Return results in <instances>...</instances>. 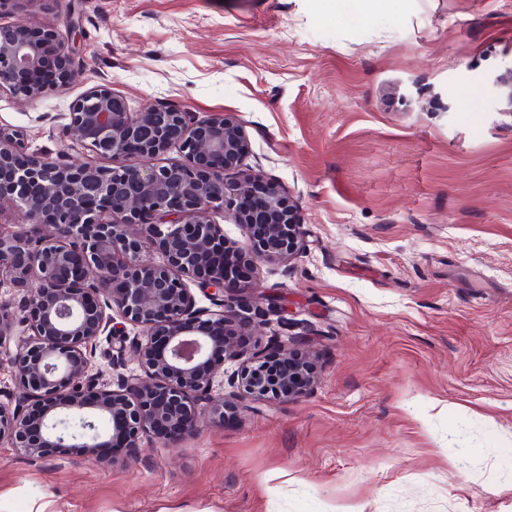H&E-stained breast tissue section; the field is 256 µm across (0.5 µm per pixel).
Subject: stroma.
I'll return each instance as SVG.
<instances>
[{
    "label": "stroma",
    "mask_w": 512,
    "mask_h": 512,
    "mask_svg": "<svg viewBox=\"0 0 512 512\" xmlns=\"http://www.w3.org/2000/svg\"><path fill=\"white\" fill-rule=\"evenodd\" d=\"M68 38L66 95L0 94V126L51 153L108 85L233 115L246 167L300 205L303 247L234 294L254 353L305 347L291 401L202 417L105 467L0 445V512H512V0H6ZM94 368L136 372L111 339ZM491 86L495 90L499 105L504 104V107L499 108L497 112H506V114L511 115L512 68L503 74L495 76L491 81Z\"/></svg>",
    "instance_id": "stroma-1"
}]
</instances>
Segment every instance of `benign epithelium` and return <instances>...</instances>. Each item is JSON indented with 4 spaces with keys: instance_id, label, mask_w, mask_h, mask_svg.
I'll return each instance as SVG.
<instances>
[{
    "instance_id": "1",
    "label": "benign epithelium",
    "mask_w": 512,
    "mask_h": 512,
    "mask_svg": "<svg viewBox=\"0 0 512 512\" xmlns=\"http://www.w3.org/2000/svg\"><path fill=\"white\" fill-rule=\"evenodd\" d=\"M49 56L52 83L40 78ZM71 66L55 31L27 19L0 24V93H63ZM491 86L499 111L511 113L512 69ZM248 147L230 115L199 121L157 103L131 112L107 86L71 104L54 156L29 152L17 132L0 129V199L28 223L52 228L36 238L22 226L0 234V279L13 291L0 299V366L22 391L0 402L1 445L31 457L53 448H138L144 436L167 440L169 420L190 435L205 414L222 422L229 408L294 400L317 383L306 349L272 358L224 337L239 307L229 263L243 251L211 215L245 229L255 270L286 264L303 246L299 205L242 168ZM173 148L179 159L155 163ZM78 149L108 164L70 162ZM132 155L149 163H127ZM145 239L162 261L144 254ZM192 283L209 291L216 309L196 307ZM17 323L26 335L10 349L3 341ZM126 324L139 329V371L113 390L92 372L94 349ZM228 362L236 368L224 382ZM216 382L232 391L213 393Z\"/></svg>"
}]
</instances>
